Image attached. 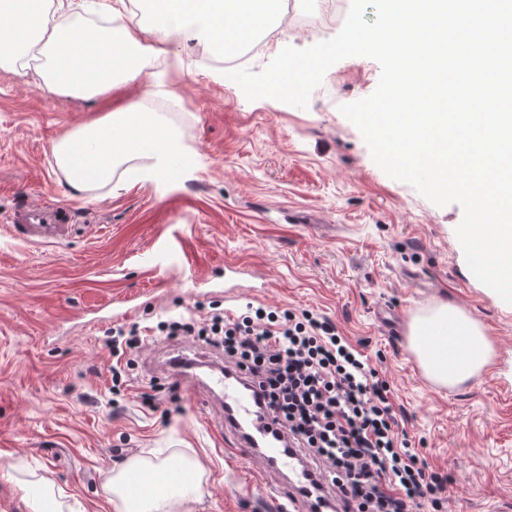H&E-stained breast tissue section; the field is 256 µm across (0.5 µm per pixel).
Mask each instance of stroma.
Returning <instances> with one entry per match:
<instances>
[{"instance_id":"1","label":"stroma","mask_w":512,"mask_h":512,"mask_svg":"<svg viewBox=\"0 0 512 512\" xmlns=\"http://www.w3.org/2000/svg\"><path fill=\"white\" fill-rule=\"evenodd\" d=\"M300 28L279 25L260 71L287 46L337 35L319 0H287ZM203 39L169 47L158 84L94 99L50 96L0 68V512H30L20 483L53 481L60 512H114L103 484L131 457L185 456L204 471L192 512H273L276 481L228 448L218 398L177 386L169 361L224 356L190 336L156 335L160 317L246 304L330 317L386 382L412 447L449 479L442 512H496L512 501V304L469 271L455 229L462 210L439 207L387 176L339 111L369 96L380 69L365 57L334 64L299 108L248 100L222 69L205 65ZM151 97L183 133L188 166L79 194L57 172L54 143L71 129ZM49 197L77 211L67 240L37 246L10 235L23 202ZM229 263L251 275L225 281ZM204 278L193 286L192 276ZM480 320L496 348L479 378L441 388L419 369L408 336L389 330L435 301ZM139 325L143 347L113 391L105 332Z\"/></svg>"}]
</instances>
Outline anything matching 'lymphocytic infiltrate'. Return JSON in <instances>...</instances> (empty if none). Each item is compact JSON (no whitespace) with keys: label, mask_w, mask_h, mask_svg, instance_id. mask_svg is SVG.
Listing matches in <instances>:
<instances>
[{"label":"lymphocytic infiltrate","mask_w":512,"mask_h":512,"mask_svg":"<svg viewBox=\"0 0 512 512\" xmlns=\"http://www.w3.org/2000/svg\"><path fill=\"white\" fill-rule=\"evenodd\" d=\"M162 327L204 338L248 376L263 413L334 490L341 512H417L447 500V476L412 451L386 383L328 317L248 305Z\"/></svg>","instance_id":"lymphocytic-infiltrate-1"}]
</instances>
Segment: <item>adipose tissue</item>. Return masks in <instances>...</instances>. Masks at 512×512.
Masks as SVG:
<instances>
[{
	"instance_id": "1",
	"label": "adipose tissue",
	"mask_w": 512,
	"mask_h": 512,
	"mask_svg": "<svg viewBox=\"0 0 512 512\" xmlns=\"http://www.w3.org/2000/svg\"><path fill=\"white\" fill-rule=\"evenodd\" d=\"M86 2L0 0V67L33 71L47 93L92 99L116 85L155 78L169 44L185 32L202 34L210 48L234 51L274 21L280 0H149V44L141 41L138 15L127 0L103 5L94 25L84 21ZM180 148L179 135L162 126L157 111L132 104L71 130L55 142L53 157L70 187L92 192L142 157L150 159L154 174L167 175ZM409 345L422 372L443 388L480 375L495 358L481 322L443 301L412 319ZM171 466L166 459L135 456L113 471L105 489L115 512H185L202 497L203 479L154 489ZM130 467L145 476L147 489L127 488Z\"/></svg>"
}]
</instances>
